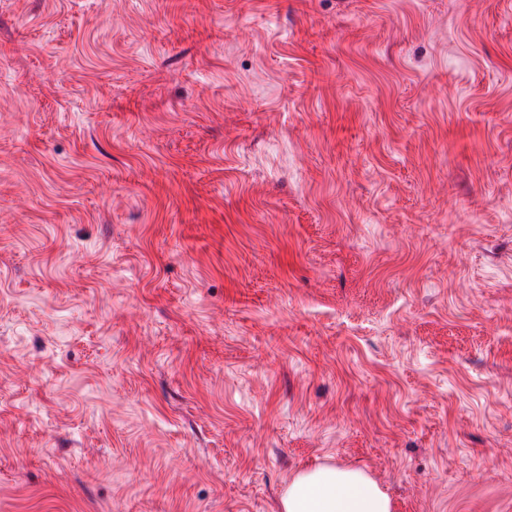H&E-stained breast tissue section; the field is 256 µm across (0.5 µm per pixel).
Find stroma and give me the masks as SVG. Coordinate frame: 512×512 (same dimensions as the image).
Returning <instances> with one entry per match:
<instances>
[{"label":"stroma","mask_w":512,"mask_h":512,"mask_svg":"<svg viewBox=\"0 0 512 512\" xmlns=\"http://www.w3.org/2000/svg\"><path fill=\"white\" fill-rule=\"evenodd\" d=\"M512 512V0H0V512ZM392 510L390 497L362 469L328 463L298 470L285 485L278 503L279 512Z\"/></svg>","instance_id":"stroma-1"}]
</instances>
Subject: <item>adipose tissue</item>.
Here are the masks:
<instances>
[{
	"mask_svg": "<svg viewBox=\"0 0 512 512\" xmlns=\"http://www.w3.org/2000/svg\"><path fill=\"white\" fill-rule=\"evenodd\" d=\"M387 493L362 469L318 464L285 485L278 512H392Z\"/></svg>",
	"mask_w": 512,
	"mask_h": 512,
	"instance_id": "adipose-tissue-1",
	"label": "adipose tissue"
}]
</instances>
